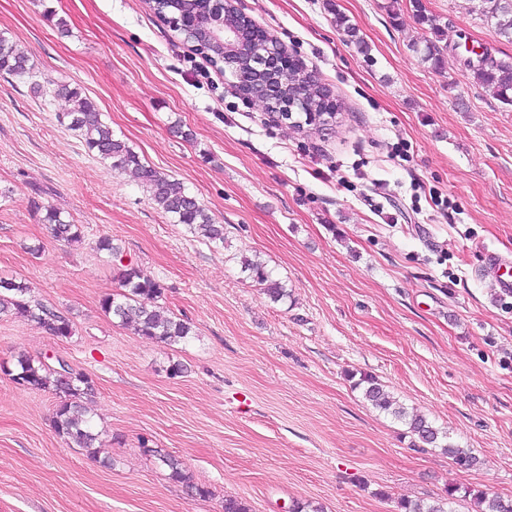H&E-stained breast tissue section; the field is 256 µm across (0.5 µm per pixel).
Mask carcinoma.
Segmentation results:
<instances>
[{
	"label": "carcinoma",
	"mask_w": 512,
	"mask_h": 512,
	"mask_svg": "<svg viewBox=\"0 0 512 512\" xmlns=\"http://www.w3.org/2000/svg\"><path fill=\"white\" fill-rule=\"evenodd\" d=\"M485 20L494 25L498 34L512 41V0H484ZM153 13L170 27L178 28L182 13L190 9L197 15L206 16L205 0H194L186 4L184 0H148ZM212 65L218 67L224 61L223 46L208 43L194 48ZM474 77L485 87L491 89L498 99L512 104V62L488 59L467 63ZM29 57L16 47L12 40L0 33V75L22 78L30 74ZM239 75V90L247 93L250 83L257 75L248 65V57L240 54L230 75ZM285 93L299 96L316 110L331 108L326 89L310 73L304 77L291 78V86ZM56 98L69 104L67 111L59 115L60 123L77 133L88 151L108 164L112 170L130 172L140 186L149 193L150 199L176 224L185 225L190 232L209 243L224 245V226L213 221L208 210L192 195L185 185L159 171L126 143L114 137L112 129L102 121V112L96 102L82 94L80 89L60 84L53 89ZM42 222L49 226L52 236L69 244L82 242L79 225L65 220L61 212L47 206ZM242 271L247 278L261 286L266 295L274 301L289 296L287 288L272 278L264 262L245 258ZM117 279L123 292L108 295L102 300V309L119 323L134 327L140 336L158 340L166 344L177 343L191 334V327L185 321L164 314L157 306L163 295V287L153 276L140 267L129 263L118 268ZM27 287L21 283L6 282L0 279V313H9L33 324L36 328L56 338H69L74 334L73 322L65 313L26 297ZM11 379H19L28 390L48 391L58 397L59 402L53 414L55 433L67 443L86 450L92 458L97 457L98 435L93 433L87 410L83 401L94 394V383L83 371L73 367H64L57 363L53 366L40 359L21 355L17 359L15 370L8 371ZM362 389L364 398L371 405L387 412L408 425L409 432L426 445L442 449L453 462L464 469L477 464L476 457L464 448L447 442L442 433L426 418L417 414H408L406 409L394 400L383 386L371 375L363 374L355 383ZM162 462L169 469V476L177 482H189V476L181 463L173 457H164ZM456 489H448V497L432 503L402 499L398 502L399 512H448V503L454 499ZM474 500L478 512H512V499L479 492Z\"/></svg>",
	"instance_id": "obj_1"
}]
</instances>
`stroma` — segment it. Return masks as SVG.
<instances>
[{
    "mask_svg": "<svg viewBox=\"0 0 512 512\" xmlns=\"http://www.w3.org/2000/svg\"><path fill=\"white\" fill-rule=\"evenodd\" d=\"M237 6L337 100L330 129H295L240 96L145 0H0V32L34 73L0 76V278L74 326L61 339L0 314V512H223L228 497L250 512H398L399 499L452 487L455 512H475L468 491L512 498V303L481 275L485 252L512 257V105L465 64L471 48L512 61V43L483 0ZM430 42L442 70L422 60ZM59 84L81 87L115 137L183 182L223 225V248L88 153L57 120ZM45 206L79 224L82 243L56 241ZM102 237L160 282L185 341L102 311L120 291ZM255 256L287 299L242 273ZM22 354L63 356L92 378L98 457L55 433V395L10 380ZM361 374L476 466L373 408ZM164 455L190 484L170 479Z\"/></svg>",
    "mask_w": 512,
    "mask_h": 512,
    "instance_id": "35a3bbf8",
    "label": "stroma"
}]
</instances>
